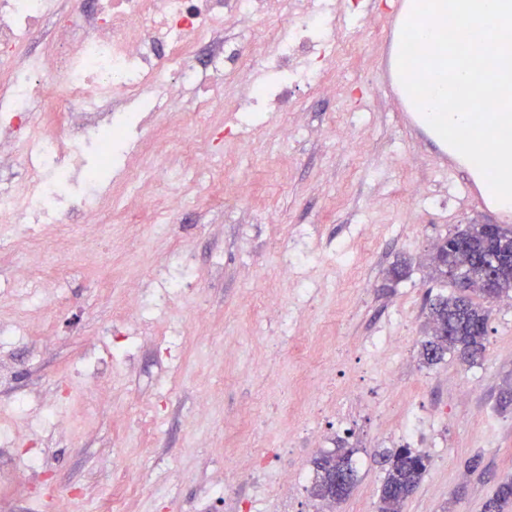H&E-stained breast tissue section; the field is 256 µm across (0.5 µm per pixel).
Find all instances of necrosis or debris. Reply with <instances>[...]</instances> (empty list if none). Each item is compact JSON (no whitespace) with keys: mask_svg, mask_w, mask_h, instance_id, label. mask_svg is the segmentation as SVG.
<instances>
[{"mask_svg":"<svg viewBox=\"0 0 512 512\" xmlns=\"http://www.w3.org/2000/svg\"><path fill=\"white\" fill-rule=\"evenodd\" d=\"M279 0H6L0 7L1 224H87L112 221L127 201L163 195L189 210L197 196L185 191L186 171L162 162L149 170L112 169L126 157L133 124L116 120L126 102L135 111L168 114L167 123L141 140L140 153L166 144L209 154L205 129L180 119L182 89L197 84V59L210 48L217 66L226 15L241 21L274 13ZM306 20L289 43L277 28L264 39L281 42L274 60L277 83L254 89L250 112H289L291 57L309 49L324 10L307 0ZM54 26L42 42L40 25Z\"/></svg>","mask_w":512,"mask_h":512,"instance_id":"obj_1","label":"necrosis or debris"}]
</instances>
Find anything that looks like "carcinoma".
I'll list each match as a JSON object with an SVG mask.
<instances>
[{"label":"carcinoma","mask_w":512,"mask_h":512,"mask_svg":"<svg viewBox=\"0 0 512 512\" xmlns=\"http://www.w3.org/2000/svg\"><path fill=\"white\" fill-rule=\"evenodd\" d=\"M459 236L465 242L462 251L454 246ZM429 264L433 279L451 284L460 293H441L427 299L429 334L421 344L420 356L428 365L455 354L474 362L485 350L491 309L473 302L464 292H480L481 281L491 273L497 280V293L484 300L512 299V225L501 224L497 234L490 235L482 224H466L434 243ZM384 462L380 512H402L405 500L427 471L428 459L411 448L402 447L384 455ZM313 466L312 498L338 503L349 496L355 484V469L352 450L344 441H337L336 449L315 458ZM511 502L512 480L499 485L485 503V512H504Z\"/></svg>","instance_id":"cac0c4a2"}]
</instances>
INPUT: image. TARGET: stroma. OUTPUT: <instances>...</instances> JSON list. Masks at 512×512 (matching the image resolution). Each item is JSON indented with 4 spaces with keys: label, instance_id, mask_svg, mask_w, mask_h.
Listing matches in <instances>:
<instances>
[{
    "label": "stroma",
    "instance_id": "1",
    "mask_svg": "<svg viewBox=\"0 0 512 512\" xmlns=\"http://www.w3.org/2000/svg\"><path fill=\"white\" fill-rule=\"evenodd\" d=\"M401 2L336 0L334 43L293 60L334 86H294L295 111L264 113L257 132L225 113L212 148L234 156L230 177L251 183V196L201 201L163 237L146 219L43 225L62 248L96 250L107 233L114 247L100 266L28 289L16 285L15 256L40 255L16 228V253L0 252V327L10 331L0 339V512H54L66 493L82 512L124 473L140 486L125 512H320L313 461L340 439L354 450L356 483L339 512H378L380 455L403 446L408 414L429 466L403 512H483L512 479V307L493 305L476 362L420 356L425 299L441 290L433 242L499 218L468 202L466 175L403 123L381 80ZM185 252L194 271L174 298L160 272ZM400 260L407 274L391 279ZM133 295L144 309L130 315ZM129 339L128 356L113 359ZM322 370L328 390L310 393L314 413L294 416L297 375ZM384 373L396 389L379 385ZM149 405L152 436L137 425ZM246 416L262 433L242 429ZM305 421L320 439L279 448ZM261 447L258 485L240 470Z\"/></svg>",
    "mask_w": 512,
    "mask_h": 512
}]
</instances>
